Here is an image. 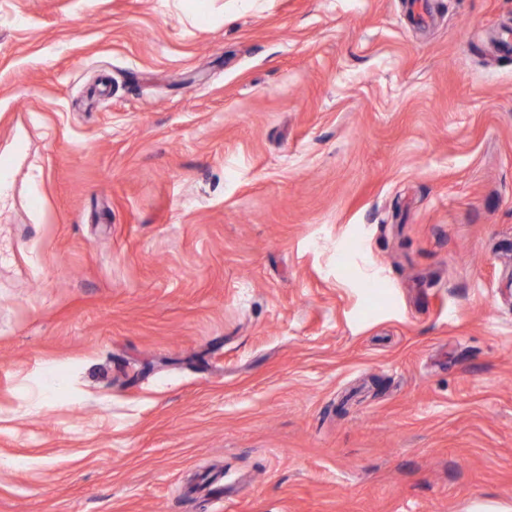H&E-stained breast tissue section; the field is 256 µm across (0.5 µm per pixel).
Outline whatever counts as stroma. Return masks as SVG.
<instances>
[{
  "instance_id": "35a3bbf8",
  "label": "stroma",
  "mask_w": 512,
  "mask_h": 512,
  "mask_svg": "<svg viewBox=\"0 0 512 512\" xmlns=\"http://www.w3.org/2000/svg\"><path fill=\"white\" fill-rule=\"evenodd\" d=\"M0 512H512V0H0Z\"/></svg>"
}]
</instances>
